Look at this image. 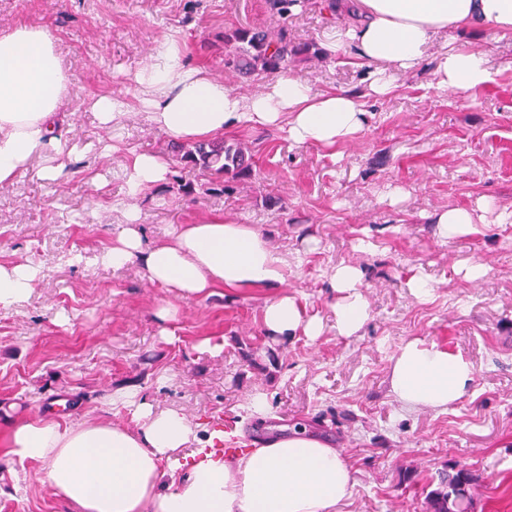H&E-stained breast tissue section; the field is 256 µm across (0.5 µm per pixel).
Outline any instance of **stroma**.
Listing matches in <instances>:
<instances>
[{
  "mask_svg": "<svg viewBox=\"0 0 512 512\" xmlns=\"http://www.w3.org/2000/svg\"><path fill=\"white\" fill-rule=\"evenodd\" d=\"M325 0H304L288 36L310 55L288 67L313 92L344 90L368 113L363 134L336 148L299 145L276 127H238L225 142L247 143L252 175L225 177L224 190L181 193L171 137L154 127L137 99L135 72L156 44L174 36L186 65L243 94L270 77L224 69L225 31L272 29L267 0H0V28H49L68 73L63 129L81 151L54 181L34 171L0 187V265L30 262L41 274L29 298L0 308V432L44 415L131 424L112 395L140 388L160 409L196 425L206 452L251 450L260 432L286 435L314 424L349 461L351 496L337 512H426L438 471L459 463L474 477V512H512V37L462 29L438 37L433 57L395 74L394 89L369 94V68L348 52L330 55L327 33L353 23ZM484 53L491 82L467 97L439 89L435 54ZM111 95L128 105L105 132L89 100ZM113 141L110 156L100 144ZM163 155L165 181L138 200L145 241L160 243L183 224L218 216L258 227L285 264L282 287L182 297L149 284L140 265L101 261L126 220L129 152ZM100 186H93V178ZM483 224L442 237L435 218L477 209ZM483 263L466 278L460 265ZM362 273L368 317L349 336L336 328L341 295L331 274ZM421 276L431 293L416 298ZM297 297L320 336H274L265 305ZM172 307L174 317L157 318ZM434 342L468 360L473 392L448 410H410L394 400L389 371L400 346ZM0 512H73L38 464L0 457Z\"/></svg>",
  "mask_w": 512,
  "mask_h": 512,
  "instance_id": "1",
  "label": "stroma"
}]
</instances>
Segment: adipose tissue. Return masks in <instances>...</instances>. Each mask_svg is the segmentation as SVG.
<instances>
[{
	"label": "adipose tissue",
	"mask_w": 512,
	"mask_h": 512,
	"mask_svg": "<svg viewBox=\"0 0 512 512\" xmlns=\"http://www.w3.org/2000/svg\"><path fill=\"white\" fill-rule=\"evenodd\" d=\"M354 2L357 23L330 33L326 50L354 48L371 69L369 89L377 95L391 90L393 71L420 65L439 34L470 27L512 35V0ZM435 75L440 88L461 97L491 79L484 54L454 50L440 56ZM135 80L152 125L182 142H204L250 124L279 127L298 144L333 148L365 129L364 105L348 92L315 94L282 75L246 96L203 69L187 67L169 41L155 49ZM66 84L49 29L21 24L0 30V186L25 175L40 158L45 161L40 177L57 178L78 154L77 145L59 132ZM125 169L129 224L103 256L113 268L140 264L150 283L184 297L284 283L282 259L249 224L208 219L182 225L165 243L145 246L136 200L164 181L168 169L159 155L135 151ZM37 276L29 264L0 266V307L26 300ZM360 279V270L350 265L332 276L343 295L335 307L336 326L346 336L367 318ZM263 323L278 336L322 332L321 322L305 318L288 294L266 304ZM389 382L402 405L445 410L471 392L474 370L437 344L412 340L400 347ZM116 400L130 409L132 425L108 420L66 425L60 417L41 416L10 428L7 453L39 463L54 493L75 512H336L352 493L348 462L305 426L235 458L205 454L179 475L178 451L199 441L186 416L155 410L137 388L119 391Z\"/></svg>",
	"instance_id": "ef3b65f1"
}]
</instances>
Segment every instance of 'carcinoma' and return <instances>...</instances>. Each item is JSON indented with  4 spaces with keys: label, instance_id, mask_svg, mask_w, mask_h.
Segmentation results:
<instances>
[{
    "label": "carcinoma",
    "instance_id": "cac0c4a2",
    "mask_svg": "<svg viewBox=\"0 0 512 512\" xmlns=\"http://www.w3.org/2000/svg\"><path fill=\"white\" fill-rule=\"evenodd\" d=\"M224 68L238 75L257 72L276 74L288 67L302 49L288 42L285 26L274 30L236 28L224 33ZM177 158L183 168L203 177L211 190H224V176L244 175L250 171L247 148L238 143L227 144L220 138L208 143L180 145ZM473 478L463 466L454 465L438 475L436 488L426 496L427 512H473L470 494Z\"/></svg>",
    "mask_w": 512,
    "mask_h": 512
}]
</instances>
